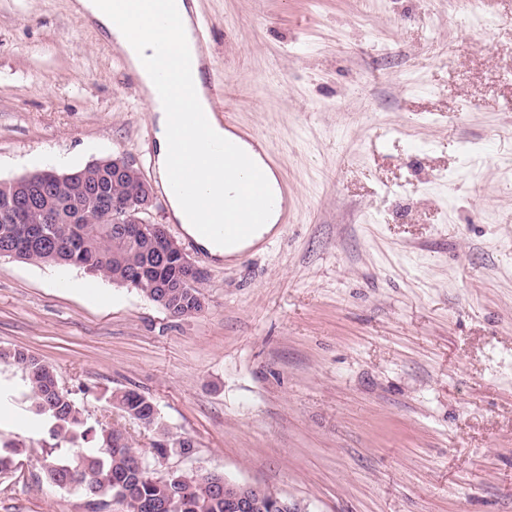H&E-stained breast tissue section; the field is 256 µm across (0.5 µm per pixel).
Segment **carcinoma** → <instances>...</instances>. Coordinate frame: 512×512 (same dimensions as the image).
<instances>
[{"instance_id":"obj_1","label":"carcinoma","mask_w":512,"mask_h":512,"mask_svg":"<svg viewBox=\"0 0 512 512\" xmlns=\"http://www.w3.org/2000/svg\"><path fill=\"white\" fill-rule=\"evenodd\" d=\"M141 190L140 176L112 182V167L97 169L91 184L83 188L66 185L51 203L55 223L45 225L46 237L37 235L35 216L25 214L19 222H0V244L8 241L17 260L78 267L117 284L141 281L142 292L174 317L201 311L199 299L177 284L187 276L179 263H158L157 243L146 237L123 235L121 224L127 206ZM0 362L17 366L29 391L32 411L49 425L53 440L74 447L62 454L51 446L42 450L40 469L47 483L63 490L79 489L94 500L107 499L123 512H226L224 495L213 479L196 469L176 472L177 484L148 464L138 468L139 452L123 433L109 425L89 426L73 394L59 387L55 369L23 349H3ZM110 401L129 418L146 427L159 426L158 412L145 396L125 390L110 394ZM194 445L188 439L161 443L156 460L172 454L189 456ZM21 449L15 444L0 448V473L17 466Z\"/></svg>"}]
</instances>
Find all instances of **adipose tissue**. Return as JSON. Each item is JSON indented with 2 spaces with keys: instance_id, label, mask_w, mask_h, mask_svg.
<instances>
[{
  "instance_id": "adipose-tissue-1",
  "label": "adipose tissue",
  "mask_w": 512,
  "mask_h": 512,
  "mask_svg": "<svg viewBox=\"0 0 512 512\" xmlns=\"http://www.w3.org/2000/svg\"><path fill=\"white\" fill-rule=\"evenodd\" d=\"M89 10L108 33L117 35L138 69L145 86H152L153 77L143 67L144 60L160 39V32L152 25L149 15L127 10L121 0H91ZM184 79L195 86L194 97L180 99L178 104L148 94L147 101L158 128L156 136V168L160 180H167L174 169L177 158H189L194 165V174L199 186L195 195H174L170 198L171 214L174 221L182 224L184 231L195 237L197 244L212 257L224 258L245 249V242L231 244L199 236L198 224L209 221L217 214L224 199L228 180L234 179V169L222 170L203 164L210 142L235 141L236 136L225 130L219 122H212L209 138L194 135L189 127L193 112L207 108L208 102L202 89L203 79L199 68L186 71Z\"/></svg>"
}]
</instances>
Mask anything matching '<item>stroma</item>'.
<instances>
[{
	"label": "stroma",
	"instance_id": "1",
	"mask_svg": "<svg viewBox=\"0 0 512 512\" xmlns=\"http://www.w3.org/2000/svg\"><path fill=\"white\" fill-rule=\"evenodd\" d=\"M77 0H0V179L121 156L155 135L127 59ZM219 105L268 138L291 218L200 271L174 317L77 268L0 258V348L52 365L88 424L159 473L260 485L307 512H512V0H195ZM133 389L161 428L106 393ZM48 436L0 364V512H122L54 489Z\"/></svg>",
	"mask_w": 512,
	"mask_h": 512
}]
</instances>
